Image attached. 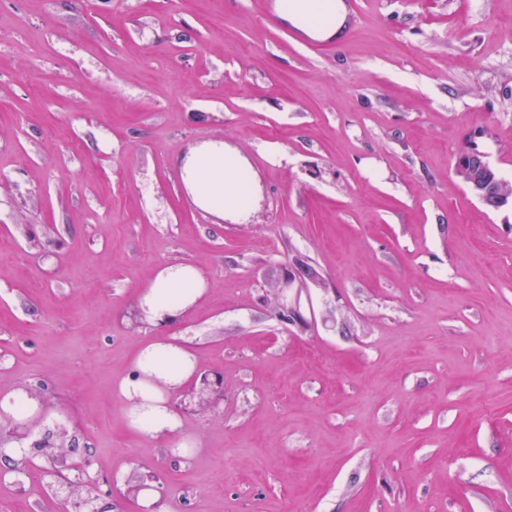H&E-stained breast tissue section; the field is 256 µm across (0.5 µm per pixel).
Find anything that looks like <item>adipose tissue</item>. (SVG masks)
<instances>
[{
	"mask_svg": "<svg viewBox=\"0 0 512 512\" xmlns=\"http://www.w3.org/2000/svg\"><path fill=\"white\" fill-rule=\"evenodd\" d=\"M341 7L336 0H277V17L304 32L334 35ZM182 180L203 210L235 221L248 220L259 191L256 174L244 158L223 140L191 148L179 161ZM206 280L193 266H163L140 290L137 305L148 323L165 325L183 318L205 291ZM196 360L183 345L151 341L136 354L131 371L116 391L125 406L127 428L151 438L179 435L182 422L169 396L194 374Z\"/></svg>",
	"mask_w": 512,
	"mask_h": 512,
	"instance_id": "adipose-tissue-1",
	"label": "adipose tissue"
}]
</instances>
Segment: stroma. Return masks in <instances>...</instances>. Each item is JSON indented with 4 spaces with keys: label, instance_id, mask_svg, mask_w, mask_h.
I'll use <instances>...</instances> for the list:
<instances>
[{
    "label": "stroma",
    "instance_id": "35a3bbf8",
    "mask_svg": "<svg viewBox=\"0 0 512 512\" xmlns=\"http://www.w3.org/2000/svg\"><path fill=\"white\" fill-rule=\"evenodd\" d=\"M275 0H0V395L41 393L108 512H512V0H356L313 43ZM224 140L257 176L243 224L192 205L179 155ZM318 284L272 299L296 261ZM206 293L133 326L164 265ZM179 339L224 398L177 440L115 388ZM44 457L0 512H66ZM467 154L457 163L455 171L469 192L492 211L509 206L512 209L510 182L488 161L484 153L471 149Z\"/></svg>",
    "mask_w": 512,
    "mask_h": 512
}]
</instances>
